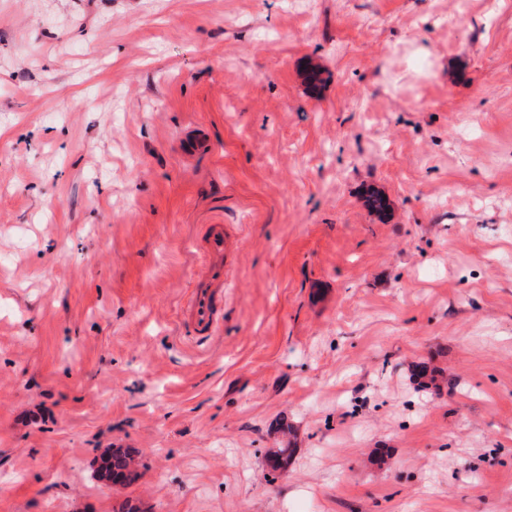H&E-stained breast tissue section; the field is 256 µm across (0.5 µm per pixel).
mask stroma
I'll return each instance as SVG.
<instances>
[{"label":"stroma","mask_w":512,"mask_h":512,"mask_svg":"<svg viewBox=\"0 0 512 512\" xmlns=\"http://www.w3.org/2000/svg\"><path fill=\"white\" fill-rule=\"evenodd\" d=\"M454 6L0 0V512H512V0ZM202 272L194 279L182 307L181 323L186 331L206 340L224 324V277L228 263V239L223 224H205L193 243ZM104 458L107 464L103 469L112 471V476L116 480H122L125 486L133 484L139 479L140 473L136 464L135 450H112V453L107 454ZM112 476L105 480L112 483Z\"/></svg>","instance_id":"35a3bbf8"}]
</instances>
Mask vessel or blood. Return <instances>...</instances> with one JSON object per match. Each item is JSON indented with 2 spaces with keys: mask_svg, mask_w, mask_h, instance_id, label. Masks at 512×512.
<instances>
[{
  "mask_svg": "<svg viewBox=\"0 0 512 512\" xmlns=\"http://www.w3.org/2000/svg\"><path fill=\"white\" fill-rule=\"evenodd\" d=\"M201 268L182 307L181 323L197 339L212 338L224 324V277L228 239L223 225H205L193 243Z\"/></svg>",
  "mask_w": 512,
  "mask_h": 512,
  "instance_id": "b4317fda",
  "label": "vessel or blood"
}]
</instances>
